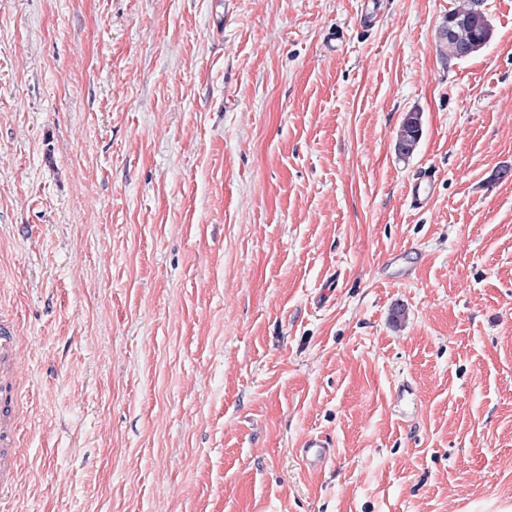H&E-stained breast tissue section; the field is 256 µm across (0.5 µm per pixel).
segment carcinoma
I'll list each match as a JSON object with an SVG mask.
<instances>
[{
    "instance_id": "carcinoma-1",
    "label": "carcinoma",
    "mask_w": 512,
    "mask_h": 512,
    "mask_svg": "<svg viewBox=\"0 0 512 512\" xmlns=\"http://www.w3.org/2000/svg\"><path fill=\"white\" fill-rule=\"evenodd\" d=\"M492 37L493 29L483 10V0H463L461 5L448 12L446 24L438 32L437 46L444 59L459 60L462 48H467L471 56L484 49ZM421 136V114L406 113L397 133V154L401 157L412 155Z\"/></svg>"
}]
</instances>
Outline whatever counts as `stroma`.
Masks as SVG:
<instances>
[{
  "mask_svg": "<svg viewBox=\"0 0 512 512\" xmlns=\"http://www.w3.org/2000/svg\"><path fill=\"white\" fill-rule=\"evenodd\" d=\"M460 3L0 0V512H512V0L448 62ZM483 0H463L449 11L446 25L438 32L437 46L440 55L448 60H459L480 52L491 41L493 29L483 10ZM468 49L459 56L460 50ZM422 136V116L418 112H408L402 119L397 133L396 151L401 157L414 153ZM433 174L424 170L416 178L408 190L410 207L414 210L425 209L433 195ZM25 377L20 372H14L9 382L3 388L10 393L9 406L1 411L0 408V489H9L16 484V467L18 455L21 454V429L25 414L15 403L17 394L23 389ZM330 443L320 436H307L300 445V453L305 463L311 467L322 466L330 455Z\"/></svg>",
  "mask_w": 512,
  "mask_h": 512,
  "instance_id": "obj_1",
  "label": "stroma"
}]
</instances>
